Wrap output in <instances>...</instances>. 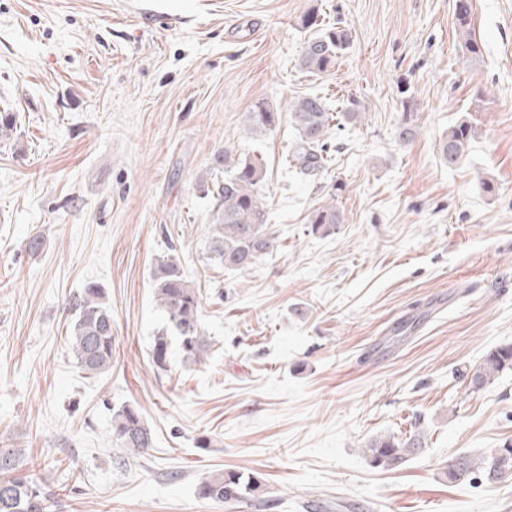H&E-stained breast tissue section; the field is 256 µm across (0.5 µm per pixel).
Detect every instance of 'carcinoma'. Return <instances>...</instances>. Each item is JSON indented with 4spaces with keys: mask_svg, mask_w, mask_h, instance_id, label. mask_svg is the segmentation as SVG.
<instances>
[{
    "mask_svg": "<svg viewBox=\"0 0 512 512\" xmlns=\"http://www.w3.org/2000/svg\"><path fill=\"white\" fill-rule=\"evenodd\" d=\"M472 15L471 0H455L457 40L469 55L477 56L481 45L473 32ZM319 16L321 13L313 9L303 19L315 32L304 42L299 68L311 76L328 72L352 44L349 27L321 20ZM402 107L404 112L396 127V139L408 144L417 136L418 113L414 112V102L410 99L404 100ZM361 117L360 101L354 97L347 100V109L339 117L330 112L320 97L309 94L294 97L288 109V123L296 130L290 148L293 165L308 176L323 171L335 121L343 118L352 124ZM244 122L247 133L267 135L281 125L282 113L269 102L258 100L244 113ZM475 132L476 123L463 119L441 136L439 151L448 166L459 164L467 156ZM265 179L266 168L259 159L237 155L229 146L211 158L199 184L212 204L211 222L205 225L212 263L229 270L247 271L258 258L274 251L275 237L268 230V201L262 194ZM307 221L311 232L327 235L336 232L344 218L335 205L325 204L313 209ZM151 278L154 297L166 323L151 347L153 365L159 369L167 367L174 340L187 359L197 362L206 357L211 341L204 336L202 327V289L186 279L172 255L155 263ZM103 297L102 288L90 284L72 300L76 318L68 344L80 369L90 376L112 367L115 341L112 312ZM506 370H512V345L495 349L471 369L469 387L481 390ZM112 437L120 447L137 455L153 445L152 432L141 412L130 406L112 415ZM424 447L425 435L418 430L404 438L374 437L365 443V453L374 467L393 470ZM18 464L14 449L0 448V512H55L56 501L45 479L16 475ZM476 474L490 481L512 476V442L504 443L479 460L459 455L450 460L445 470L450 482ZM260 488L257 478L227 470L204 477L197 486V494L202 499L228 503L253 496Z\"/></svg>",
    "mask_w": 512,
    "mask_h": 512,
    "instance_id": "cac0c4a2",
    "label": "carcinoma"
}]
</instances>
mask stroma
<instances>
[{"label": "stroma", "instance_id": "1", "mask_svg": "<svg viewBox=\"0 0 512 512\" xmlns=\"http://www.w3.org/2000/svg\"><path fill=\"white\" fill-rule=\"evenodd\" d=\"M472 5L476 58L455 0H0V113L17 126L0 141V448L57 512H512V477L445 474L512 440V370L478 391L465 377L512 344V0ZM315 7L353 44L312 77L298 58ZM404 89L419 126L405 146ZM303 93L365 107L314 177L286 160L289 124L243 131L256 100L284 113ZM466 117L478 132L451 169L438 143ZM226 146L267 169L277 248L245 272L206 254L198 178ZM332 187L344 222L311 233ZM171 249L202 288L211 348L172 349L159 370L151 267ZM92 282L115 343L90 377L67 337ZM125 405L152 430L145 454L112 439ZM418 429L427 445L398 469L363 452ZM218 469L261 492L198 498ZM471 0H455L456 37L470 56L481 53V45L473 32Z\"/></svg>", "mask_w": 512, "mask_h": 512}]
</instances>
